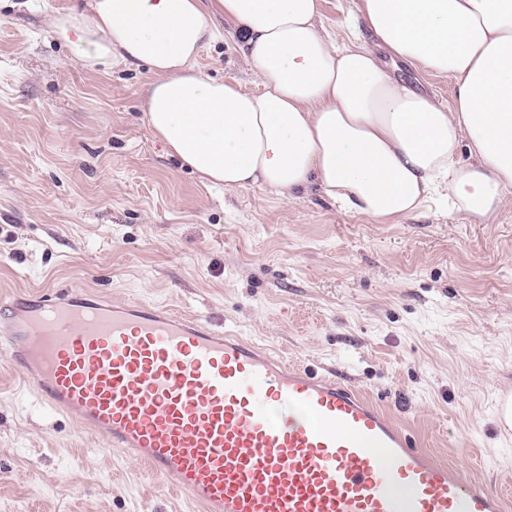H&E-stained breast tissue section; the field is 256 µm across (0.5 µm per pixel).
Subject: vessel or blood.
Listing matches in <instances>:
<instances>
[{"label": "vessel or blood", "mask_w": 512, "mask_h": 512, "mask_svg": "<svg viewBox=\"0 0 512 512\" xmlns=\"http://www.w3.org/2000/svg\"><path fill=\"white\" fill-rule=\"evenodd\" d=\"M0 355L203 512H504L334 374L197 318L44 291L0 304Z\"/></svg>", "instance_id": "obj_1"}]
</instances>
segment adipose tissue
I'll return each mask as SVG.
<instances>
[{"label": "adipose tissue", "instance_id": "adipose-tissue-1", "mask_svg": "<svg viewBox=\"0 0 512 512\" xmlns=\"http://www.w3.org/2000/svg\"><path fill=\"white\" fill-rule=\"evenodd\" d=\"M321 3L77 0L52 25L86 68L145 66L153 136L211 184L316 188L380 224L438 197L491 223L512 198V0H352L340 44ZM221 20L259 91L198 69ZM381 48L452 77L451 102L390 77Z\"/></svg>", "mask_w": 512, "mask_h": 512}]
</instances>
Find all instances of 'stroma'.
Listing matches in <instances>:
<instances>
[{
    "mask_svg": "<svg viewBox=\"0 0 512 512\" xmlns=\"http://www.w3.org/2000/svg\"><path fill=\"white\" fill-rule=\"evenodd\" d=\"M71 2L0 0V298L168 306L335 368L512 512V199L493 224L439 204L378 224L316 191L213 187L152 135L145 69L88 70L57 39ZM198 66L258 88L232 37ZM101 446L0 358V512H201Z\"/></svg>",
    "mask_w": 512,
    "mask_h": 512,
    "instance_id": "obj_1",
    "label": "stroma"
}]
</instances>
